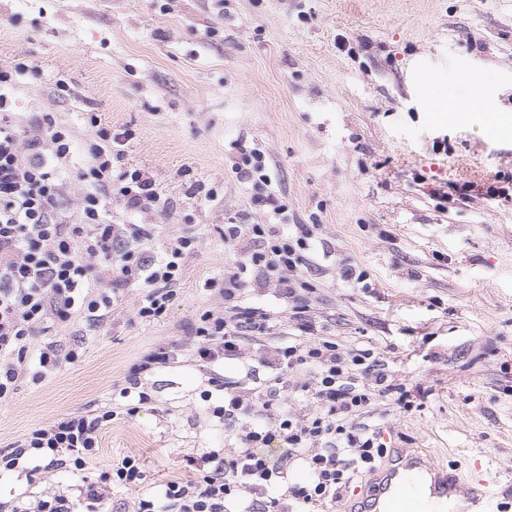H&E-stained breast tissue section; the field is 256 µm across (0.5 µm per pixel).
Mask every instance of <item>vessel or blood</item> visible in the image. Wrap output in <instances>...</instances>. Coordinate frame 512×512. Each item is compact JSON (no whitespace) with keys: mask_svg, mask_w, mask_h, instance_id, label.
<instances>
[{"mask_svg":"<svg viewBox=\"0 0 512 512\" xmlns=\"http://www.w3.org/2000/svg\"><path fill=\"white\" fill-rule=\"evenodd\" d=\"M496 498L491 481L464 480L457 468L394 448L365 495L345 501L342 512H497Z\"/></svg>","mask_w":512,"mask_h":512,"instance_id":"vessel-or-blood-1","label":"vessel or blood"}]
</instances>
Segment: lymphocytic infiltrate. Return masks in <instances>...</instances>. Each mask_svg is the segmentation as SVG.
<instances>
[{
	"instance_id": "1",
	"label": "lymphocytic infiltrate",
	"mask_w": 512,
	"mask_h": 512,
	"mask_svg": "<svg viewBox=\"0 0 512 512\" xmlns=\"http://www.w3.org/2000/svg\"><path fill=\"white\" fill-rule=\"evenodd\" d=\"M16 60L0 66V405L10 403L21 385L39 384L63 364L78 361L77 349L35 346L33 338L51 322L81 320L102 324L117 298L104 281L142 290L136 318L167 316L189 254L191 236L168 239L162 257L145 256L152 241L149 224H114L108 207L120 199L125 210L158 208L162 191L149 172L118 162L132 130L113 132L89 114L87 159L77 177L85 191L76 213H67L65 175L73 134L48 113L20 123L6 91L17 76L32 71ZM318 225L298 224L284 234L272 224H228L224 244L236 259L224 272L220 306L200 311L188 325L195 357L212 372L201 397L206 414L224 427L230 450L211 448L192 476L174 477L141 496L135 512H288L289 501L315 507L339 499L355 469H373L387 458L379 431L359 422L373 402L388 400L403 412L420 409L430 391L407 387L388 371L383 354L371 345L341 344L309 315L317 288L305 275L318 239ZM263 288L286 304L291 334L274 333L268 309L245 304L248 289ZM268 336L258 358L245 343ZM239 361L247 376L269 375L245 386L220 373L223 360ZM168 361L164 352L142 357L128 369L120 398L151 403L146 377ZM310 379L301 391L313 407L299 412L281 395L291 376ZM114 412L102 407L66 414L37 424L0 448V474L50 468L82 472L95 463L100 435ZM302 462L307 478L288 480L292 462ZM146 475L138 456H123L96 480L84 481L78 496L48 489L17 502L11 512H75L78 500H106L112 486L141 487Z\"/></svg>"
}]
</instances>
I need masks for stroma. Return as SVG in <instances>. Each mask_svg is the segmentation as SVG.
<instances>
[{
	"instance_id": "stroma-1",
	"label": "stroma",
	"mask_w": 512,
	"mask_h": 512,
	"mask_svg": "<svg viewBox=\"0 0 512 512\" xmlns=\"http://www.w3.org/2000/svg\"><path fill=\"white\" fill-rule=\"evenodd\" d=\"M15 59L36 66L9 90L18 121L46 112L74 134L68 211L93 112L133 131L124 162L148 169L169 203L130 215L116 200L112 222L155 225L154 258L172 235L199 245L166 317L136 318L139 293L126 288L107 323L35 336L83 356L0 405V448L109 406L96 469L133 453L148 482L189 475L188 458L224 445L187 325L219 303L205 282L234 260L225 225L316 224L311 318L432 389L422 410L378 401L363 421L391 447L512 492V134L492 133L474 107L512 115V0H0V63ZM436 93L449 108L440 120L423 109ZM253 149L281 214L253 205L252 182L234 173ZM198 182L216 197L192 196ZM343 258L366 287L343 278ZM159 348L171 361L148 380L154 401L127 415L116 389ZM78 482L63 469L0 474V501Z\"/></svg>"
}]
</instances>
